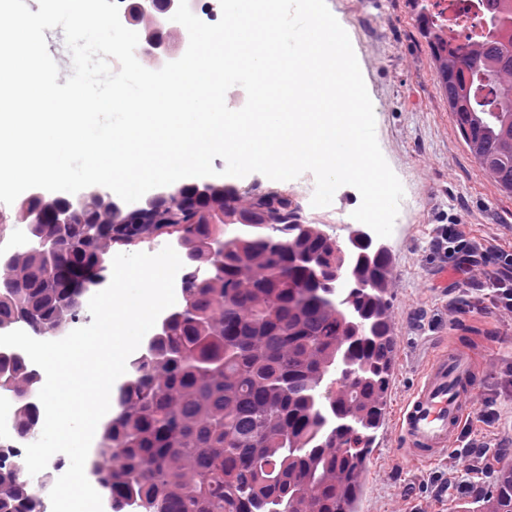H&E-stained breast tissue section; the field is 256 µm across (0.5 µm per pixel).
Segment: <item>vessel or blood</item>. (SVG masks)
Segmentation results:
<instances>
[{
    "instance_id": "1",
    "label": "vessel or blood",
    "mask_w": 512,
    "mask_h": 512,
    "mask_svg": "<svg viewBox=\"0 0 512 512\" xmlns=\"http://www.w3.org/2000/svg\"><path fill=\"white\" fill-rule=\"evenodd\" d=\"M473 373L467 353L450 349L433 358L397 418L403 456L432 461L452 449L473 409Z\"/></svg>"
}]
</instances>
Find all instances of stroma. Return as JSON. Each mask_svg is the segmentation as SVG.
I'll return each instance as SVG.
<instances>
[{
    "instance_id": "obj_1",
    "label": "stroma",
    "mask_w": 512,
    "mask_h": 512,
    "mask_svg": "<svg viewBox=\"0 0 512 512\" xmlns=\"http://www.w3.org/2000/svg\"><path fill=\"white\" fill-rule=\"evenodd\" d=\"M326 2L350 38L374 106L379 146L407 204L384 240L394 259L397 359L387 418L367 461L358 512H457L463 504L476 506L493 478L472 475L474 489L458 491L457 471L474 464L459 445L433 463L402 458L393 417L439 350H476L481 360L472 379L473 399L496 398L501 417L488 440L499 449L500 463L512 462V390H500L497 382L500 365L512 363V315L495 310L482 290L495 266L476 273L479 290H461L447 254L435 247L437 236L452 224H468L488 241L512 244V197L496 190L458 135L409 0ZM360 202L358 190L345 185L330 207H309L305 214L342 241Z\"/></svg>"
}]
</instances>
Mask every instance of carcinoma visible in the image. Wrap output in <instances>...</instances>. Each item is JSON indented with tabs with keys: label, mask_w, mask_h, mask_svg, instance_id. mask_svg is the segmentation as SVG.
<instances>
[{
	"label": "carcinoma",
	"mask_w": 512,
	"mask_h": 512,
	"mask_svg": "<svg viewBox=\"0 0 512 512\" xmlns=\"http://www.w3.org/2000/svg\"><path fill=\"white\" fill-rule=\"evenodd\" d=\"M415 21L427 39L456 131L498 190L512 196V0H485L487 32L477 46L452 45L421 0ZM178 198L101 209L97 225L35 224L38 195L19 202L18 221L53 255L11 254L0 278V329L18 320L62 332L82 293L101 284L114 246L179 233L191 275L182 307L131 363L119 412L103 427L100 463L117 505L140 512H357L363 475L383 426L397 339L392 328L391 257L353 243L362 288L343 292L332 272L338 241L315 236L300 203L271 187L188 183ZM251 231L224 252L205 243L210 220ZM26 399L19 431H36L41 408L28 394L36 376L22 359L0 360V382ZM0 512H36L41 490L3 464ZM477 512H512V466L503 465Z\"/></svg>",
	"instance_id": "carcinoma-1"
}]
</instances>
